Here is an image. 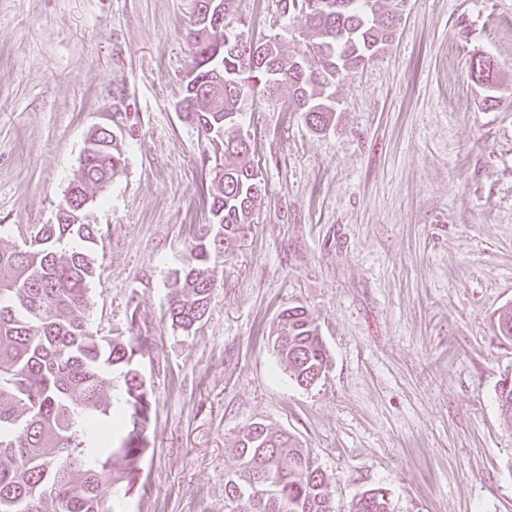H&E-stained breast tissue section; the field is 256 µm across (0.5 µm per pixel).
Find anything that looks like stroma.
Masks as SVG:
<instances>
[{"mask_svg":"<svg viewBox=\"0 0 512 512\" xmlns=\"http://www.w3.org/2000/svg\"><path fill=\"white\" fill-rule=\"evenodd\" d=\"M195 0H0V249L55 220L88 136L120 132L126 166L88 210L100 229L90 320L136 335L153 389L149 447L115 512H225L234 442L285 431L335 477L339 512L369 489L391 512H512V0H408L398 35L336 86L316 133L287 94L246 123L265 190L195 333L164 311L208 221L206 144L176 105ZM254 38L300 43L278 0H236ZM500 63L493 90L473 56ZM497 99L483 106L486 93ZM301 306L328 350L290 379L272 347Z\"/></svg>","mask_w":512,"mask_h":512,"instance_id":"1","label":"stroma"}]
</instances>
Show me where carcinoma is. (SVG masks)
I'll list each match as a JSON object with an SVG mask.
<instances>
[{
	"label": "carcinoma",
	"mask_w": 512,
	"mask_h": 512,
	"mask_svg": "<svg viewBox=\"0 0 512 512\" xmlns=\"http://www.w3.org/2000/svg\"><path fill=\"white\" fill-rule=\"evenodd\" d=\"M282 14L307 32L302 52L286 57L263 42L248 62L226 31L189 25L191 71L183 81L184 120L208 142L223 169L209 187L208 224L174 271L175 296L165 311L172 328L192 334L209 311L211 258L226 252L241 226L253 223L256 146H238L236 115L256 95L288 88L289 107L314 132L335 125L331 88L394 39L386 19L398 0H279ZM62 191L56 222L36 225L24 247L0 250V512H112L114 486L130 478L147 448L152 389L141 374L140 336L92 331L90 285L96 276L99 229L85 222L93 190L125 166L119 138L104 127ZM278 360L301 386L325 376L328 355L319 328L300 306L279 315L273 339ZM500 409L512 419V376L501 382ZM238 468L224 479L227 512H336L331 477L310 452L281 431L254 424L235 442ZM349 512H389L380 489L363 492Z\"/></svg>",
	"instance_id": "obj_1"
}]
</instances>
